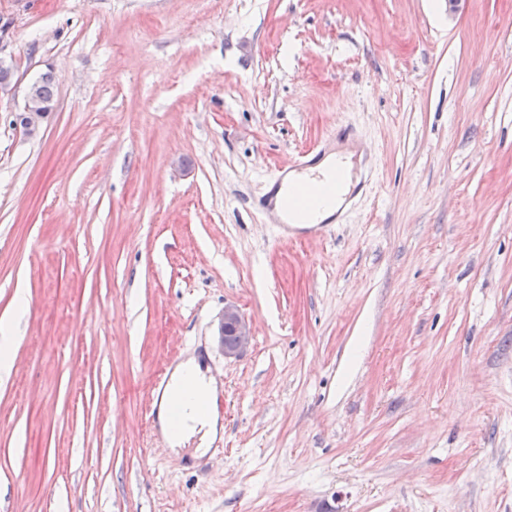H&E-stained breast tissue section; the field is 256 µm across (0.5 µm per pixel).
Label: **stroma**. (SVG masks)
Returning <instances> with one entry per match:
<instances>
[{
	"instance_id": "35a3bbf8",
	"label": "stroma",
	"mask_w": 512,
	"mask_h": 512,
	"mask_svg": "<svg viewBox=\"0 0 512 512\" xmlns=\"http://www.w3.org/2000/svg\"><path fill=\"white\" fill-rule=\"evenodd\" d=\"M0 55V512H512V0H0ZM344 128L363 187L288 239ZM191 355L202 472L145 417ZM31 85L26 88L23 105L13 114V124L27 137L33 138L39 135L43 120L50 112V108L43 102L50 105L54 103L55 77L50 71H47L42 73ZM251 328L240 310L233 304L224 306L222 345L225 357H236L251 342ZM16 320L13 317L0 318V377L7 376L14 362L12 335Z\"/></svg>"
}]
</instances>
